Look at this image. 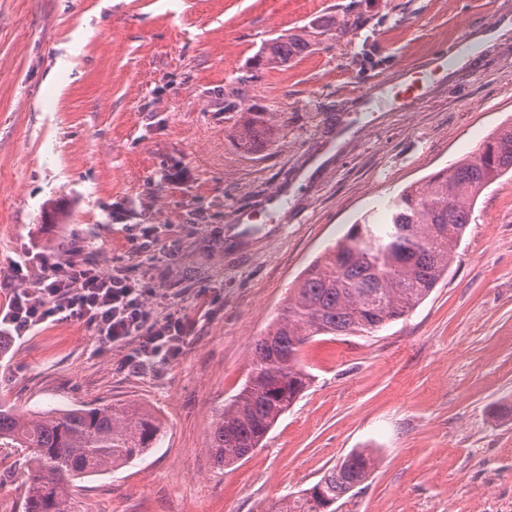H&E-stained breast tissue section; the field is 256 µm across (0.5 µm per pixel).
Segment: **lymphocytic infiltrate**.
Masks as SVG:
<instances>
[{
  "mask_svg": "<svg viewBox=\"0 0 512 512\" xmlns=\"http://www.w3.org/2000/svg\"><path fill=\"white\" fill-rule=\"evenodd\" d=\"M51 318L83 322L115 346L136 341L131 362L137 367L172 356L194 326L176 312L149 321L140 289L122 274L46 259L28 287L0 309V335L20 338Z\"/></svg>",
  "mask_w": 512,
  "mask_h": 512,
  "instance_id": "lymphocytic-infiltrate-1",
  "label": "lymphocytic infiltrate"
}]
</instances>
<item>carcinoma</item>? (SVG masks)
Segmentation results:
<instances>
[{
  "label": "carcinoma",
  "mask_w": 512,
  "mask_h": 512,
  "mask_svg": "<svg viewBox=\"0 0 512 512\" xmlns=\"http://www.w3.org/2000/svg\"><path fill=\"white\" fill-rule=\"evenodd\" d=\"M306 48L300 37L276 38L258 62L283 66ZM266 116L248 113L239 136L243 148H256ZM510 172L511 124L495 130L477 152L390 198L387 223L363 219L311 263L255 342L244 386L215 415L208 448L214 463L227 467L246 459L306 391L312 375L299 351L311 338L367 336L422 303L448 271L474 202ZM159 436L156 419L133 403L26 413L0 407V448L25 451L24 512H76L75 480L129 462L155 447ZM376 464L372 453L354 450L311 487L260 512H320L324 502L331 503L326 512H336L333 504L363 485Z\"/></svg>",
  "instance_id": "obj_1"
}]
</instances>
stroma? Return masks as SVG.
Here are the masks:
<instances>
[{"label": "stroma", "mask_w": 512, "mask_h": 512, "mask_svg": "<svg viewBox=\"0 0 512 512\" xmlns=\"http://www.w3.org/2000/svg\"><path fill=\"white\" fill-rule=\"evenodd\" d=\"M507 26L512 0H0V308L50 258L120 269L152 317L196 322L178 357L139 370L135 343L81 322L0 339V405L133 401L162 425L158 448L76 481L77 512H256L362 448L377 467L336 512H512L508 175L408 317L308 341L313 380L261 447L229 468L208 452L303 270L512 123ZM480 33L486 47L430 75ZM277 37L308 47L258 64ZM418 71L414 106L398 90ZM246 112L272 115L254 152L237 143ZM6 454L0 512H23V453Z\"/></svg>", "instance_id": "stroma-1"}]
</instances>
